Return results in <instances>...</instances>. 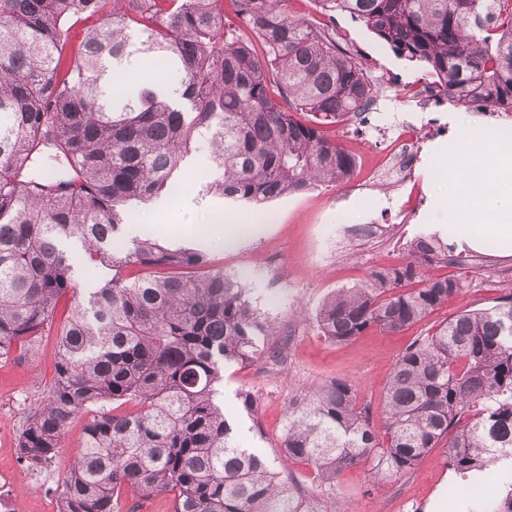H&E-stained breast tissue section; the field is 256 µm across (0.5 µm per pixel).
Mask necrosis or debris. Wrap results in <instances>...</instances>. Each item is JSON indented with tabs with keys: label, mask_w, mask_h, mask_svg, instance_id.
Wrapping results in <instances>:
<instances>
[{
	"label": "necrosis or debris",
	"mask_w": 512,
	"mask_h": 512,
	"mask_svg": "<svg viewBox=\"0 0 512 512\" xmlns=\"http://www.w3.org/2000/svg\"><path fill=\"white\" fill-rule=\"evenodd\" d=\"M398 99L407 109L398 124L387 122L386 110L376 100L357 115L360 125L372 128L381 137L376 160L362 168L361 184L368 189L380 183L390 185L398 199L395 220L406 224L412 218L413 201L423 197L424 186L443 175L439 169L420 172L418 165L426 143L440 136L423 115L438 111L444 98L441 86L423 77L403 82Z\"/></svg>",
	"instance_id": "1"
}]
</instances>
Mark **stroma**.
<instances>
[{
  "label": "stroma",
  "instance_id": "obj_1",
  "mask_svg": "<svg viewBox=\"0 0 512 512\" xmlns=\"http://www.w3.org/2000/svg\"><path fill=\"white\" fill-rule=\"evenodd\" d=\"M342 36L341 48L366 71L382 66L387 74L378 87L396 80L422 77L423 65L396 56L390 47L349 16L334 22ZM209 161L195 150L178 177L176 195L163 209L141 208L136 217L142 229H161L167 241L184 244L190 236L207 231L212 240L205 254L214 269L238 275L256 304L276 316L279 334L272 343L281 356L261 355L224 372V413L241 412L239 395L249 391L258 398L254 418L243 419L237 434L241 447L259 448L271 459L282 457L280 438L288 403L301 391L331 378L351 381L362 403L371 409L372 422L382 426L383 390L393 365L405 348L419 336L434 332L452 315L486 309L512 294V252L497 242L466 247L448 232L445 182L428 185L426 201L408 224L393 223L386 211L387 191L379 186L359 190L352 183L322 186L276 199L263 207L228 199L202 197L200 178ZM223 213L225 227L246 229L242 244L233 246L217 237L213 217ZM374 219L380 228L375 236H359V224ZM442 229V237L456 251L466 252V264L435 267V276L458 278V295L408 330L387 334L372 329L346 345H336L320 333L315 314L324 299L338 288L364 282L375 268L403 260L409 241ZM54 374V339L43 337L35 355H16L0 362V469L17 477V493L26 512H37L45 498L55 496L57 478L63 477L80 450L84 418L75 419L63 448L51 461L52 481L31 482V467L21 461L17 440L26 417L43 401ZM443 448H434L412 472L372 485L366 467L346 470L336 485V497L353 512H434L436 504L446 512H467L459 479L443 464Z\"/></svg>",
  "mask_w": 512,
  "mask_h": 512
}]
</instances>
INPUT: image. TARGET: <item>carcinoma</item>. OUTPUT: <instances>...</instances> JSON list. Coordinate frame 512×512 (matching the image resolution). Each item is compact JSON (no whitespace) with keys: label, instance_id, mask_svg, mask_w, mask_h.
<instances>
[{"label":"carcinoma","instance_id":"1","mask_svg":"<svg viewBox=\"0 0 512 512\" xmlns=\"http://www.w3.org/2000/svg\"><path fill=\"white\" fill-rule=\"evenodd\" d=\"M512 0H314L399 57L425 65L448 100L482 94L512 110ZM0 0V361L56 337L53 379L18 438L31 466L51 461L88 414L59 512H121V492L169 496L171 512H328L324 495L242 448L220 401L224 369L266 353L270 314L201 252L154 231L113 244L135 207L173 195L207 146L201 194L261 204L340 184L354 157L325 128L378 94L333 33L293 0ZM45 154L61 165L32 172ZM462 265L435 234L398 265L329 294L318 329L344 344L399 332L448 303ZM106 270L82 291L77 263ZM371 423L350 382L330 379L288 404L283 454L332 486L365 465L374 481L410 472L446 443L462 480L512 460V297L463 311L415 339Z\"/></svg>","mask_w":512,"mask_h":512}]
</instances>
